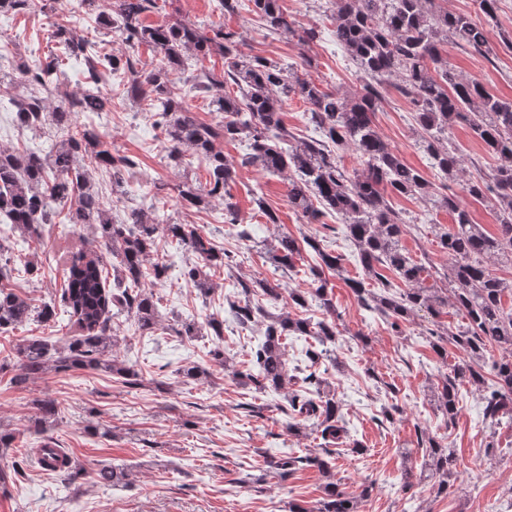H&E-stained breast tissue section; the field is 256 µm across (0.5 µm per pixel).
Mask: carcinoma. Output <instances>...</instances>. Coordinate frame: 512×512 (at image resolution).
<instances>
[{
	"label": "carcinoma",
	"mask_w": 512,
	"mask_h": 512,
	"mask_svg": "<svg viewBox=\"0 0 512 512\" xmlns=\"http://www.w3.org/2000/svg\"><path fill=\"white\" fill-rule=\"evenodd\" d=\"M100 0H78L73 19L58 23L53 31L56 53L48 60L28 59L0 46V99L8 98L18 125L37 129L55 126L58 139L49 150L26 147L0 148V221L12 224L31 238L41 236V225L53 223L55 206L71 203V224L95 226L104 246L118 258L112 266L114 281L107 287L105 263L83 249L64 253L67 273L65 287L56 304L33 311L30 304L6 287H0V330L14 328L36 315L42 322L56 318L58 308L70 315L76 336L56 356L49 355L47 344L31 338L14 352L20 373L11 383L21 386L34 381L54 363L57 369L76 367L101 370L119 376L128 386L141 385L134 368L112 352V317L125 313L143 333H152L158 325V309L150 287L166 278L167 266H152V280L145 282L143 267L165 237L185 245L197 262L187 267L184 278L194 282L206 295L213 288L208 270L229 264L226 252L189 228L187 224L164 222L143 210H131L124 222H112V200L95 190L91 171L112 172V184L121 188L123 173L135 165L126 155L112 153V144L102 140L90 126L77 125L80 112L112 111V93L100 88L105 75L127 80V93L149 102L164 136L169 162L178 166L192 153L203 157L209 180L203 186L187 181L176 187L183 205L204 209L215 199L224 201V223H239L232 202L230 185L235 167L224 157L218 143L245 137L250 153L245 163L264 173H287L288 203L309 224L321 223L327 213L345 220L346 234L355 246L367 275L377 281L379 291L360 281H346L357 301L376 310L399 326L419 310L437 317L444 298L438 289L424 285L426 268L414 262L400 246L409 228L396 210L386 190L406 196L428 194L429 184L415 168L407 165L387 143L376 124V112L382 103L383 85L392 76L399 79L398 90L409 99L418 125V145L427 154L433 168L457 180L463 173V160L457 149L447 143L448 131L464 125L497 157L498 164L489 179L462 181L465 195L488 200L496 210L498 231L490 234L472 223L462 196L450 191L439 205L453 216L450 225H435V237L448 255L449 268L443 274L453 292V305L467 319L453 329L439 322L430 330L432 346L443 356L448 345L465 351L471 363L448 375L437 385L433 398L436 409L449 420L457 413L458 385L463 381L484 382L483 362L488 347L496 346L508 355L491 363L492 383L482 397L484 419L495 426L512 421V307L504 305L512 285L498 277L490 262L512 265V101L491 94L483 85L462 81L448 68L442 47L448 42L477 51L488 42V31L472 18L435 5V0H328L336 16L335 37L365 75L361 89L353 95L328 91L315 81L265 57L245 58L238 53V40L232 31L205 29L189 21L151 25L144 15L155 0H106L95 23L117 34L128 49L146 45L159 57L157 66L140 70L131 54L102 53L80 35V10L96 11ZM253 11L269 31L299 43L316 38L314 29L300 30L279 0H249ZM37 8L54 11L52 0H0V13L23 12ZM217 52L224 57V70L217 74L200 70L193 88L203 92L231 84L237 94L226 93L212 100L219 120L205 124L185 106L184 95L175 86L174 76L185 72L189 62H200ZM71 60L84 63L86 88L68 94L60 90L61 66ZM299 95L307 104V120L320 132L297 144L282 120V102L290 94ZM354 150L362 168L352 172L340 165V152ZM318 257L309 266L319 282L315 296L324 319L315 323L295 317L284 310L273 314L253 300L262 292L272 301L281 298L280 285L265 279L238 278L232 307L240 325L260 322L265 326L264 341L252 354L247 372L234 375L244 386L258 390H279L288 383L283 339L290 333L314 337L323 349L308 353L310 367L331 357L325 344L336 341V303L327 291L324 274L342 271L339 255L325 251L314 238L305 239ZM268 253L277 267L295 268L302 257L298 241L281 235L269 244ZM386 268L403 282L401 289L378 268ZM40 417L34 420L36 433L45 431L47 420L57 413L55 402L34 401ZM293 422L288 432L300 435L303 422L316 421L320 433L321 454L288 456L266 460L267 467L285 478L302 467H315L325 478L323 495L315 512H358V501L370 495L366 486L357 496L348 494L335 479L331 457L334 446L347 434L336 397L328 392L314 399L307 392L293 391L288 396ZM424 451L426 478L436 495H446L457 473V458L434 436L418 438ZM65 455L59 440L47 435L32 449L31 459L42 468L61 473L70 484L81 478V469L70 465L60 469L48 460Z\"/></svg>",
	"instance_id": "cac0c4a2"
}]
</instances>
